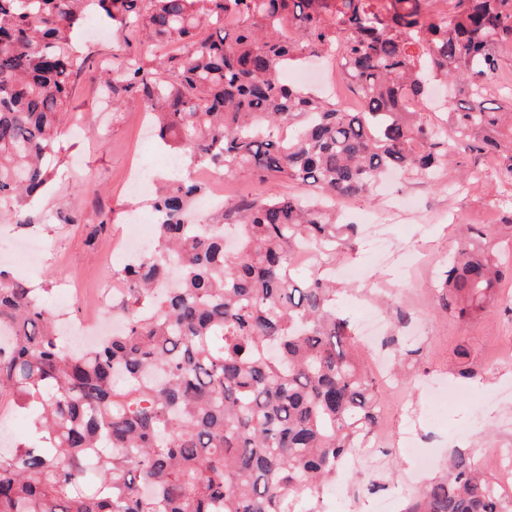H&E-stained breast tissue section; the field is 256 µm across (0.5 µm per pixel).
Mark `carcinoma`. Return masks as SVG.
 <instances>
[{
	"label": "carcinoma",
	"instance_id": "obj_1",
	"mask_svg": "<svg viewBox=\"0 0 512 512\" xmlns=\"http://www.w3.org/2000/svg\"><path fill=\"white\" fill-rule=\"evenodd\" d=\"M0 0V215L27 205L62 164L57 139L94 22L173 50L130 51L103 81L112 110L139 97L168 152L225 179L282 177L300 194L224 203L210 224L181 216L209 185L166 177L154 250L116 271L124 329L72 352L46 296L0 270V400L31 420L22 451H0V512H316L343 458L364 447L380 399L355 359L335 282L291 254L355 246L336 199L370 200L389 172L436 183L456 150L499 159L512 186V97L486 98L512 52V0ZM343 49L357 112L282 81L292 61ZM454 82L445 123L404 112L426 73ZM295 135L279 136L283 125ZM455 133L448 143L445 129ZM235 224L234 250L224 225ZM497 224H463L435 288L467 320L498 299L512 264ZM403 512H512L464 453Z\"/></svg>",
	"mask_w": 512,
	"mask_h": 512
}]
</instances>
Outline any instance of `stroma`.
<instances>
[{
  "mask_svg": "<svg viewBox=\"0 0 512 512\" xmlns=\"http://www.w3.org/2000/svg\"><path fill=\"white\" fill-rule=\"evenodd\" d=\"M125 50L123 36L111 27L100 24L85 33L83 52L89 61L75 84L72 112L60 137L64 171L46 196L29 206L28 224L0 216V269L36 288L73 281L76 295L67 309L73 322L88 316L86 295L108 279L102 257L109 237L124 231L130 214H152L146 195L126 192L127 167L137 164L157 174L166 168L167 152L141 121L140 99L127 97L117 114L103 100L102 77ZM474 163L473 156L461 152L436 185L399 179L385 184L373 200H348L344 218L361 224L369 215L381 216L392 248L387 255L370 256L361 241L340 255V262L360 268L362 276L339 284L336 308L359 323L362 303L373 301L383 285L395 306L411 311L402 331L413 349L403 377L410 391L402 402L381 393L384 424L392 433L415 424L421 452L437 464L463 450L492 474L494 449L512 448V365L492 368L488 362L512 344V313L496 305L462 321L437 312V294L427 285L447 267L457 246L456 221H484L499 202L501 187L491 172L449 194V183ZM462 344L469 349L470 378L458 374L456 350ZM372 480L395 490L407 481L423 482L414 456L400 450L381 457L372 469L346 473L343 481L356 504H339L331 512H378L373 496L362 491Z\"/></svg>",
  "mask_w": 512,
  "mask_h": 512,
  "instance_id": "1",
  "label": "stroma"
}]
</instances>
